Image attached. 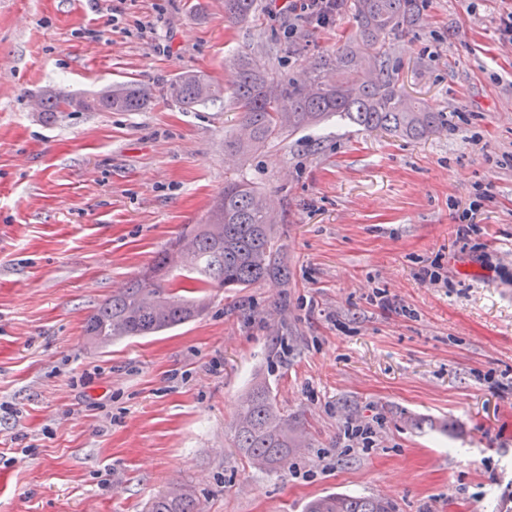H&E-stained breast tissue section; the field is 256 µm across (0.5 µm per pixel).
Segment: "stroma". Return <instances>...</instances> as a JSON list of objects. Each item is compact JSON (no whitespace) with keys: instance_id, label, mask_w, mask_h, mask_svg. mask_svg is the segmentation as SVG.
<instances>
[{"instance_id":"obj_1","label":"stroma","mask_w":512,"mask_h":512,"mask_svg":"<svg viewBox=\"0 0 512 512\" xmlns=\"http://www.w3.org/2000/svg\"><path fill=\"white\" fill-rule=\"evenodd\" d=\"M512 0H415L386 42L404 94L446 113L419 140L333 118L234 162L232 101L183 108L242 55L303 78L355 31L257 0H0V512H303L347 492L393 512H512ZM149 86L139 112L31 109L55 89ZM280 202L284 288L211 291L197 321L99 348L87 317L226 180ZM476 210L466 243L457 229ZM438 283L421 282L424 269ZM306 442L289 468L233 446L257 377ZM373 423L346 448V422ZM256 6V0H224V18L231 21L248 19ZM169 94L178 103L193 108L224 100V86L196 72H185L169 85ZM148 512H203L195 495L185 487H171L167 492L154 498Z\"/></svg>"}]
</instances>
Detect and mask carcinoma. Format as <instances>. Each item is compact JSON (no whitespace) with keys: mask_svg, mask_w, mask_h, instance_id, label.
Segmentation results:
<instances>
[{"mask_svg":"<svg viewBox=\"0 0 512 512\" xmlns=\"http://www.w3.org/2000/svg\"><path fill=\"white\" fill-rule=\"evenodd\" d=\"M355 32L338 54L323 56L301 80L274 79L255 56L238 58L230 87L240 112L237 133L224 146L245 161L284 133L316 127L338 116L366 131L398 133L412 140L448 124L442 112L406 98L396 77L385 36L413 21L411 0H352ZM256 0H224V18L241 21ZM178 103L193 108L224 100V87L196 72L169 85ZM44 112H139L151 101L141 84L108 88L92 96L58 92L37 96ZM278 209L256 186L234 180L213 203L203 224H195L159 252L138 274L88 316L85 332L99 346L147 336L189 323L206 306L208 288H251L288 284L280 254ZM193 289L198 296L183 291ZM234 447L261 469L287 467L303 443L298 427L277 406L276 396L259 379L241 396L235 418ZM148 512H203L182 486L154 498ZM305 512H392L388 502L344 493L311 499Z\"/></svg>","mask_w":512,"mask_h":512,"instance_id":"1","label":"carcinoma"}]
</instances>
